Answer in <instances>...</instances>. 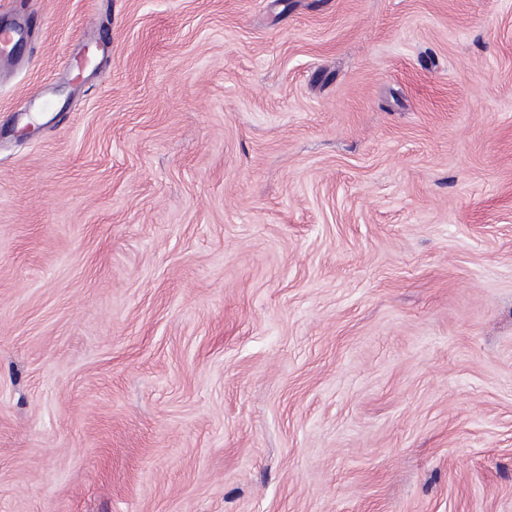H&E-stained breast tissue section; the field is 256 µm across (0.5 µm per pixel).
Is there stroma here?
<instances>
[{
  "label": "stroma",
  "instance_id": "obj_1",
  "mask_svg": "<svg viewBox=\"0 0 512 512\" xmlns=\"http://www.w3.org/2000/svg\"><path fill=\"white\" fill-rule=\"evenodd\" d=\"M12 20L0 512H512V0Z\"/></svg>",
  "mask_w": 512,
  "mask_h": 512
}]
</instances>
